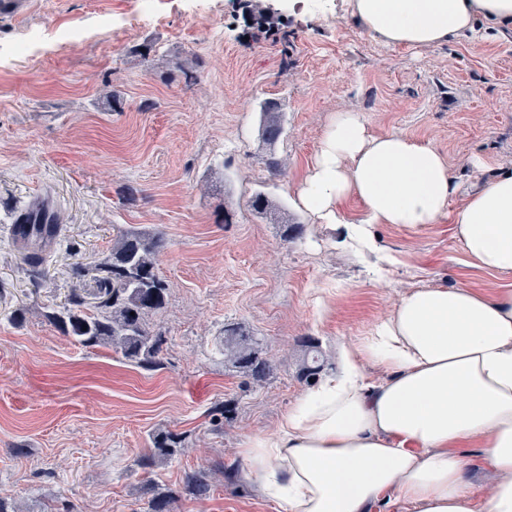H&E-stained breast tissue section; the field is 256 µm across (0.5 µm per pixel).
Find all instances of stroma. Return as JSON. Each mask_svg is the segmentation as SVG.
Instances as JSON below:
<instances>
[{
	"label": "stroma",
	"mask_w": 512,
	"mask_h": 512,
	"mask_svg": "<svg viewBox=\"0 0 512 512\" xmlns=\"http://www.w3.org/2000/svg\"><path fill=\"white\" fill-rule=\"evenodd\" d=\"M260 3L273 36L243 0H30L0 15V487L22 512H143L148 481L179 491L177 512H279L243 450L308 392L302 341L320 346L329 374L406 292L505 282L470 266L453 217L486 170L512 164V38L387 46L346 0ZM70 26L86 41L48 48L34 69L17 63ZM266 101L285 126L272 144L260 132ZM344 111L444 156L458 185L447 216L422 230L377 225L374 252L311 221L296 193ZM258 192L269 200L259 213L248 205ZM39 195L63 222L37 284L12 219ZM125 228L166 239L153 370L75 345L45 317L75 285V258L103 262ZM228 325L259 338L272 375L225 365ZM166 431L185 435L181 456L135 468ZM200 469L204 499L184 489Z\"/></svg>",
	"instance_id": "1"
}]
</instances>
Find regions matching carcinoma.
<instances>
[{
  "mask_svg": "<svg viewBox=\"0 0 512 512\" xmlns=\"http://www.w3.org/2000/svg\"><path fill=\"white\" fill-rule=\"evenodd\" d=\"M282 119L279 113L269 115L262 135L277 141ZM61 224L57 212L34 211L22 218L21 235L38 234L43 225ZM162 233L146 235L133 230H120L112 242L109 258L94 266L77 264L83 277H90L94 288H74L60 305L45 313L64 336L74 343L92 348L109 345L131 365L152 368L161 364L164 339L150 330L147 317L166 305L167 288L155 270V256L164 248ZM27 271L34 281L45 277L39 256V244L30 241ZM259 340L237 327L224 328V363L254 378L267 377L275 363L259 355ZM322 370L319 346L304 344L300 375L313 383ZM183 440L177 433L160 432L152 436V448L139 456L134 465L142 470L168 464L182 454ZM186 488L196 497L209 496L211 485L200 472L185 475ZM174 491L155 492L147 500L145 512H175Z\"/></svg>",
  "mask_w": 512,
  "mask_h": 512,
  "instance_id": "obj_1",
  "label": "carcinoma"
}]
</instances>
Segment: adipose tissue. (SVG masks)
Returning <instances> with one entry per match:
<instances>
[{
    "label": "adipose tissue",
    "mask_w": 512,
    "mask_h": 512,
    "mask_svg": "<svg viewBox=\"0 0 512 512\" xmlns=\"http://www.w3.org/2000/svg\"><path fill=\"white\" fill-rule=\"evenodd\" d=\"M383 44L412 48L512 36V0H348ZM457 192L434 148L377 136L357 112L325 133L298 202L346 241L373 249L378 224L420 230L447 213ZM357 199L360 222H342ZM474 268L512 274V167L493 172L455 218ZM388 372L368 383L364 363ZM480 449L491 479L470 492L465 447ZM249 471L280 512H372L384 496L410 512H512V284L486 293L417 288L345 350L340 371L306 393L277 431L250 439Z\"/></svg>",
    "instance_id": "1"
}]
</instances>
